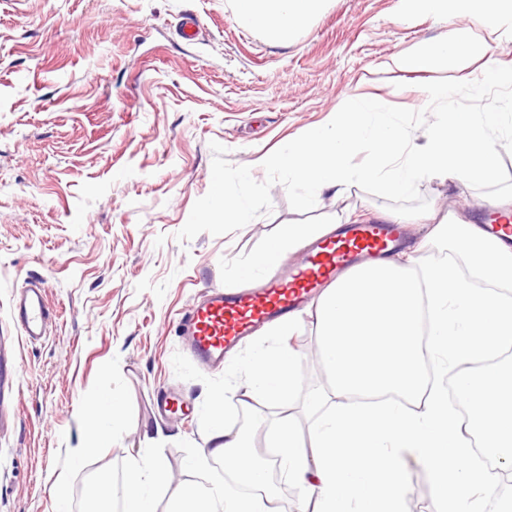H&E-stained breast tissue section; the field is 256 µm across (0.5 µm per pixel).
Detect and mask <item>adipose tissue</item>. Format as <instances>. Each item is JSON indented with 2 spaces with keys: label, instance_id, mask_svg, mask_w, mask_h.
<instances>
[{
  "label": "adipose tissue",
  "instance_id": "adipose-tissue-1",
  "mask_svg": "<svg viewBox=\"0 0 512 512\" xmlns=\"http://www.w3.org/2000/svg\"><path fill=\"white\" fill-rule=\"evenodd\" d=\"M322 0H233L237 15L288 43L318 11ZM469 41L441 40L393 57L391 69L428 71L466 56ZM429 225L407 261L379 260L350 270L324 288L313 303L324 388L311 408L320 410L310 445L282 423L272 435L281 466L299 488V512H402L407 493L405 459L428 461L442 512H477L497 499L499 488L472 463V450L485 447L503 469L512 468V363L501 362L512 349V301L498 286L512 283V245L480 226L439 209L417 218ZM319 224H291L240 271L254 277L274 268L287 251L318 237ZM445 238L472 257L484 287H474L453 266H420L427 241ZM455 369L454 391L428 383L423 350ZM481 361L479 372L465 364ZM298 354L283 347L257 351L243 389L212 398L205 445L193 459L205 466L219 458L225 471L252 489L267 488L262 460L249 451L246 434L222 419L226 404L278 400L299 389ZM456 394L462 410L448 404ZM122 406L107 393L88 398L85 440L104 447L118 431ZM169 482L163 460L151 449L129 458L123 483L105 473L87 485L100 506L117 503L121 512H157L159 491ZM168 512H259L249 497L226 494L223 483L185 486Z\"/></svg>",
  "mask_w": 512,
  "mask_h": 512
}]
</instances>
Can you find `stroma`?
<instances>
[{
  "label": "stroma",
  "instance_id": "1",
  "mask_svg": "<svg viewBox=\"0 0 512 512\" xmlns=\"http://www.w3.org/2000/svg\"><path fill=\"white\" fill-rule=\"evenodd\" d=\"M190 18L201 27L192 42L179 35ZM461 37L475 46L462 61L430 72L387 67L418 44ZM490 56L511 67L512 39L494 33L482 0H448L437 15L412 0H324L285 45L242 21L230 0H0V512H53L59 481L71 512H82L89 478L108 470L122 481L147 445L170 474L160 512L190 483L248 494L222 461L194 469L189 460L205 444L211 398L244 384L256 350L285 341L301 358V390L226 418L256 424L260 449L285 420L309 440L318 417L305 398L326 383L309 314L290 339L268 328L252 336L220 374L188 358L175 324L204 287H244L237 268L286 225L349 214L369 222L387 201L353 185L301 213L277 184L270 212L182 243L177 232L210 188V144L239 165L328 122L344 97L414 109L423 83L473 81ZM419 192L476 224L488 212L469 185L427 178ZM29 284L44 285L58 315L36 343L13 315ZM103 390L122 397V428L75 462L84 401ZM165 396L181 411L155 409ZM405 469L403 512H441L430 467L410 459Z\"/></svg>",
  "mask_w": 512,
  "mask_h": 512
}]
</instances>
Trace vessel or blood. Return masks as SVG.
Wrapping results in <instances>:
<instances>
[{"instance_id":"vessel-or-blood-1","label":"vessel or blood","mask_w":512,"mask_h":512,"mask_svg":"<svg viewBox=\"0 0 512 512\" xmlns=\"http://www.w3.org/2000/svg\"><path fill=\"white\" fill-rule=\"evenodd\" d=\"M404 239L405 230L399 224H345L258 287L230 291L208 287L178 319L188 354L198 366L222 372L225 360L260 327L298 313L322 288L353 267L393 256ZM15 317L25 338L46 335L49 317L41 288L27 287L19 293Z\"/></svg>"}]
</instances>
